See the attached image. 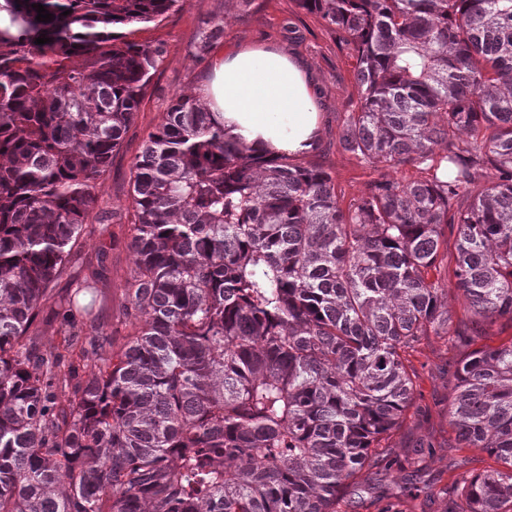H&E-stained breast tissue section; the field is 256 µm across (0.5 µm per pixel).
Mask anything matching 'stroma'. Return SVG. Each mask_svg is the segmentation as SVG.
Instances as JSON below:
<instances>
[{
	"instance_id": "1",
	"label": "stroma",
	"mask_w": 512,
	"mask_h": 512,
	"mask_svg": "<svg viewBox=\"0 0 512 512\" xmlns=\"http://www.w3.org/2000/svg\"><path fill=\"white\" fill-rule=\"evenodd\" d=\"M256 2L257 9L244 14L237 0H186L182 10L161 25L141 28L137 35L139 41L164 44L166 52L120 150L97 182L96 207L109 212L110 217L89 224L78 245L86 262H96L99 251L107 253L103 261L104 284L112 292V306L99 315L105 325L115 321L116 310L123 302L122 287L132 264L127 246L132 164L173 100L181 96L199 98V90L208 77L209 58L198 55L195 46L214 23L224 24V37L218 47L227 52L251 45L284 47L288 44L289 27L305 30L306 40L294 54L314 83L324 90L314 100L320 114L321 141L315 159L332 173L346 197L360 195L367 188L368 170L336 147L337 117L354 90L353 58L338 52L316 17L297 8L295 0ZM457 361L456 352L447 349L442 341L434 338L423 344L413 361L418 374L416 400L404 428L392 439L394 453L387 464L361 473L359 481L365 491L353 503L351 512H384L387 500L375 485L387 477L398 476L401 468L407 467L412 457L409 444L417 439H428L435 445V456L427 465L429 473L440 476L425 490V512H457L459 501L448 492L455 477L479 472L490 465L491 460L484 452L448 445V395Z\"/></svg>"
}]
</instances>
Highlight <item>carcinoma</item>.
Segmentation results:
<instances>
[{
    "label": "carcinoma",
    "instance_id": "1",
    "mask_svg": "<svg viewBox=\"0 0 512 512\" xmlns=\"http://www.w3.org/2000/svg\"><path fill=\"white\" fill-rule=\"evenodd\" d=\"M184 2L0 3V512H348L433 337L462 353L454 447L494 461L461 512H512V340L475 346L512 323V0H295L355 60L336 145L366 192L177 98L132 166L106 331L97 270L56 285L166 52L140 26Z\"/></svg>",
    "mask_w": 512,
    "mask_h": 512
}]
</instances>
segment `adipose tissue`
Wrapping results in <instances>:
<instances>
[{
	"instance_id": "obj_1",
	"label": "adipose tissue",
	"mask_w": 512,
	"mask_h": 512,
	"mask_svg": "<svg viewBox=\"0 0 512 512\" xmlns=\"http://www.w3.org/2000/svg\"><path fill=\"white\" fill-rule=\"evenodd\" d=\"M202 93L227 131L257 148L310 149L319 126L312 86L299 63L272 47L217 52Z\"/></svg>"
}]
</instances>
